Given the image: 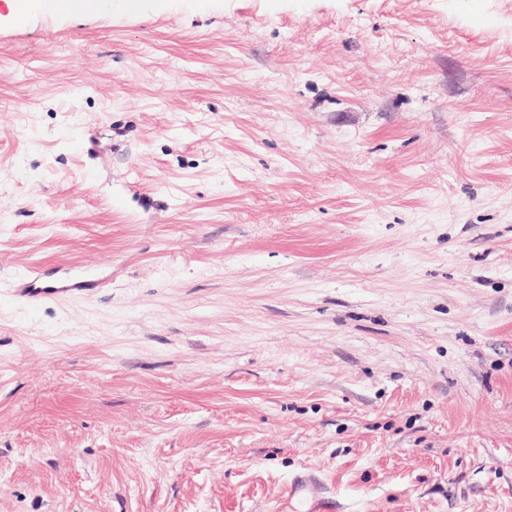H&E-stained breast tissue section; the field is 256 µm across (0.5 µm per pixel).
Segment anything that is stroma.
Segmentation results:
<instances>
[{
	"mask_svg": "<svg viewBox=\"0 0 512 512\" xmlns=\"http://www.w3.org/2000/svg\"><path fill=\"white\" fill-rule=\"evenodd\" d=\"M309 473L512 512V0H0V512ZM97 284L89 280L67 283L59 287L45 288L41 285V277L37 270L24 272L15 277L12 296L29 303L42 300L44 297H68L75 289L94 288Z\"/></svg>",
	"mask_w": 512,
	"mask_h": 512,
	"instance_id": "stroma-1",
	"label": "stroma"
}]
</instances>
